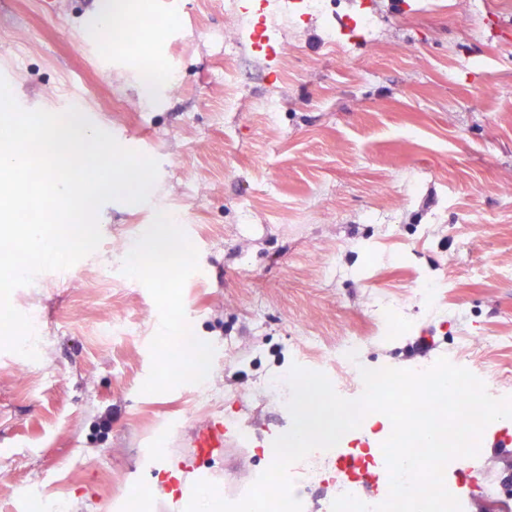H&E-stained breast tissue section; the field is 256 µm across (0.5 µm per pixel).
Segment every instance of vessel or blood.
<instances>
[{"label":"vessel or blood","instance_id":"b4317fda","mask_svg":"<svg viewBox=\"0 0 512 512\" xmlns=\"http://www.w3.org/2000/svg\"><path fill=\"white\" fill-rule=\"evenodd\" d=\"M290 0H243L242 8L252 17L249 27L241 33L242 41L260 57L268 74H277L281 66L280 29L274 23L277 15H287ZM239 431L216 416L198 424L191 432L188 454H164L152 468L157 480L154 494L164 504L165 512H183V505L192 495L196 482L213 480L209 470L199 469L198 460L220 459L225 448L238 438Z\"/></svg>","mask_w":512,"mask_h":512}]
</instances>
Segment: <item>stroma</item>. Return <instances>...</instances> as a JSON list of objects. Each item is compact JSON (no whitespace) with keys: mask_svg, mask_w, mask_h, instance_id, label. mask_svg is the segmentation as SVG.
I'll return each instance as SVG.
<instances>
[{"mask_svg":"<svg viewBox=\"0 0 512 512\" xmlns=\"http://www.w3.org/2000/svg\"><path fill=\"white\" fill-rule=\"evenodd\" d=\"M99 3L0 0L18 104L80 108L159 164L147 202L100 208L96 251L11 295L39 357L0 349V512H161L151 449L218 415L277 425L283 404L260 387L287 379L303 332L365 337L369 365L409 370L460 332L498 336L485 362L512 375V0L304 9L282 23L275 79L245 46L225 64L224 0H173L155 32L94 53ZM161 60L180 90L144 100L137 69ZM266 98L277 111L257 110ZM163 215L190 258L132 271L124 251ZM421 279L448 283L439 308L413 300ZM374 294L404 306L386 341ZM171 333L207 353L205 371L183 372ZM269 463L238 441L215 466L220 496Z\"/></svg>","mask_w":512,"mask_h":512,"instance_id":"1","label":"stroma"}]
</instances>
